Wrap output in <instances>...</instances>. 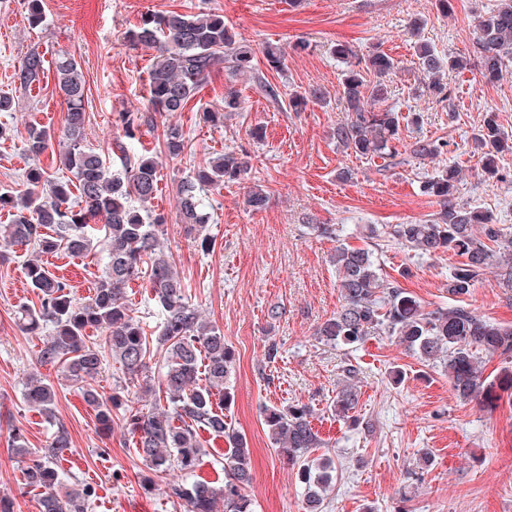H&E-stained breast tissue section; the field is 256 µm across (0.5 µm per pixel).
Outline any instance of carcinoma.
<instances>
[{
    "instance_id": "1",
    "label": "carcinoma",
    "mask_w": 512,
    "mask_h": 512,
    "mask_svg": "<svg viewBox=\"0 0 512 512\" xmlns=\"http://www.w3.org/2000/svg\"><path fill=\"white\" fill-rule=\"evenodd\" d=\"M476 30L480 74L494 84L512 59V0H500L493 13L478 20ZM127 41L155 50L157 60L149 75L145 111L118 113L116 124L122 127V135L113 140L111 155L120 170H112L105 155L84 145L85 83L74 56L61 54L55 60V71L56 89L67 105L65 126L59 133L30 126L26 146L28 154L38 158L52 148L55 139L66 141L60 164L71 177L58 178L35 166L26 172L23 193L0 190V209L16 210L13 223L3 225L7 243H32L41 253L65 251L73 256H83L99 245L105 249L102 275L93 295L83 302L76 301L70 285L42 262L27 261V281L39 305L20 307L18 323L27 333L44 327L50 330L38 362L55 365L81 383L83 400L96 411L101 430L112 428V409L124 405L123 427L134 440L136 454L156 477L164 478L175 470L186 477L195 472L202 453L199 431L226 440L230 448L224 457L223 487L203 481L171 484L172 494L185 501L187 512H254L248 493L252 468L246 439L227 422L224 408L213 401L214 391L224 389L234 353L224 333L207 323L191 303L182 277L162 246L164 220L148 210L158 191L159 160L135 144L136 134L153 123L154 114L182 111L213 72L223 68L237 75L252 68L255 49L216 13L153 14L127 33ZM335 53L347 67L342 90L346 116L332 128V139L359 157L392 161L398 156L399 115L380 105L390 97L389 79L397 63L385 53L364 56L341 44ZM415 56L417 69L428 78L427 95L437 102L448 100L442 77L448 70L464 68V63L443 59L423 40L415 43ZM43 74L44 59L36 50L19 62L15 72L24 87L40 82ZM239 108L238 95L229 91L224 95V111L206 109L203 119L216 126L224 123V113ZM162 137L167 156L177 158L184 153L187 137L180 124H164ZM502 140L495 116H488L476 146L481 151V170L489 179L500 174L495 153L503 148ZM438 151L439 145L426 138L410 146V153L419 158L433 157ZM248 168L247 155L228 152L195 169L182 182L180 222L201 251L212 248V239L204 233L211 220L208 193L242 179ZM457 177V170L448 169L423 185V192L437 198L441 206L433 220L394 224L386 234L422 256L452 252L461 257L448 276V294L455 298L469 295L490 268L512 288V237L494 223L489 211L452 202ZM267 199L263 189L253 186L246 203L258 211L265 208ZM332 263L343 304L319 325L318 339L348 346L374 334L389 336L421 360L441 367L461 401H478L489 394L494 382L483 377V355L512 359V327L486 320L466 304L424 309L396 281L382 276L367 245H339ZM138 280L147 282L158 309L156 330L149 335L126 300V288ZM89 328L101 330L102 342L87 339ZM155 349L164 352L159 387L165 399L142 404L130 396L123 403L115 395L101 397L94 383L106 356L135 381ZM24 397L47 417H54L57 394L50 382L29 375ZM356 403L357 394L347 385L332 407L336 415L345 417ZM262 416L275 451L297 469L307 512H323L324 492L334 479L335 466L329 458H311L323 447L312 426L311 408L272 406ZM69 447L71 438L62 425L41 450L29 448L19 432L12 438L16 454L27 459L26 484L44 489L39 512H88V492L74 488L62 495L58 492L63 479L54 467V457Z\"/></svg>"
}]
</instances>
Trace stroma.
<instances>
[{
    "instance_id": "obj_1",
    "label": "stroma",
    "mask_w": 512,
    "mask_h": 512,
    "mask_svg": "<svg viewBox=\"0 0 512 512\" xmlns=\"http://www.w3.org/2000/svg\"><path fill=\"white\" fill-rule=\"evenodd\" d=\"M498 3L452 0L445 13L437 0H43L45 21L34 28L27 22L28 0H0V19L10 23L0 37V95L15 102L13 111L0 112L6 130L0 136V187L18 191L31 164L28 127L58 131L65 123L66 105L56 91L58 54L69 53L79 64L88 94L85 143L103 152L119 134L117 113L145 104L154 53L131 48L124 38L143 17L215 12L256 50L250 73L215 71L174 114L189 139L184 154L163 156L161 126L142 127L140 139L143 148L163 157L151 209L167 220L164 244L192 303L234 352L224 413L251 450L255 512H304L303 487L275 452L260 416L263 406L294 402L312 408L313 424L325 442L318 454L336 467L325 512H512V388L499 391L491 408L465 403L440 368L426 365L392 338L374 335L353 348H334L314 336L343 303L330 262L340 243L371 244L384 276L397 280L423 307L454 305L447 288L456 255L422 257L384 236L367 239L365 232L370 225L433 218L440 206L422 185L438 172L457 169L453 202L491 212L512 235V64L494 84L483 82L474 66L476 18ZM415 17L425 22L423 40L444 57L468 61L467 69L448 72L446 103H433L421 92L424 79L408 32ZM268 43L284 53L280 68L271 67L262 53ZM339 44L364 55L378 50L399 64L386 105L403 118L402 143L389 166L344 151L331 137L345 116V65L333 51ZM33 49L44 57V74L39 84L25 88L13 74ZM266 83L276 97L265 94ZM231 88L239 94L240 110L221 125L204 123L202 110L223 108ZM314 88L324 92V101H308L298 112L289 109L291 94ZM490 112L509 146L499 157L505 173L500 180L482 176L474 144ZM256 126L264 130L258 141L249 135ZM417 137L440 143L439 153L414 157L410 145ZM240 150L249 153L251 171L246 181L213 193L206 231L214 248L200 251L178 222V189L210 158ZM253 185L269 197L258 212L245 204ZM316 224H339L343 231L336 240L321 237L312 230ZM1 250L9 259L0 263V495L13 498L15 512H39L41 491L25 486V462L9 437L18 431L29 447L43 448L59 422L72 445L55 466L70 486L91 491V512H185L168 482L150 481L122 427L120 410L112 412L111 431H100L78 384L60 368L39 364L42 337L25 335L15 324L17 308L38 301L25 275L32 249L0 240ZM41 260L70 284L80 302L92 295L103 269L100 255L93 253L45 254ZM467 302L479 316L512 326V288L502 285L495 270L481 276ZM347 358L360 367L356 412L370 421L368 431L329 408ZM395 367L405 373L398 385L390 379ZM33 373L56 389L53 417L24 398V383ZM200 441L203 454L194 475L221 486L229 445L205 432Z\"/></svg>"
}]
</instances>
